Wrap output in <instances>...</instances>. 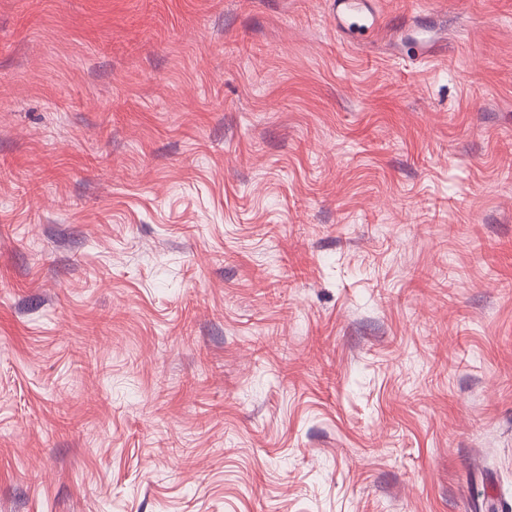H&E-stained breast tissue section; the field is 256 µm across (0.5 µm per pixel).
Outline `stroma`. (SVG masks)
<instances>
[{"instance_id": "obj_1", "label": "stroma", "mask_w": 512, "mask_h": 512, "mask_svg": "<svg viewBox=\"0 0 512 512\" xmlns=\"http://www.w3.org/2000/svg\"><path fill=\"white\" fill-rule=\"evenodd\" d=\"M0 0V512H512V0Z\"/></svg>"}]
</instances>
